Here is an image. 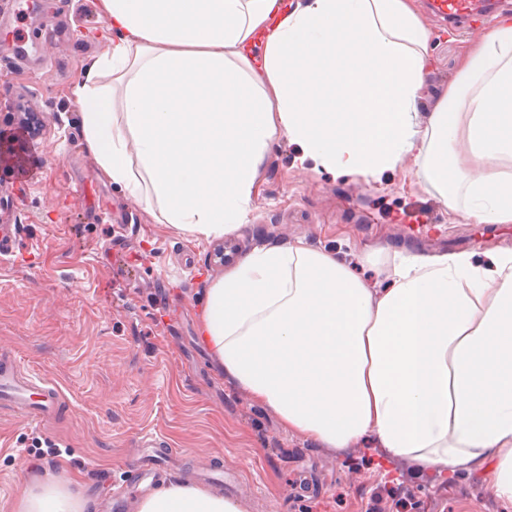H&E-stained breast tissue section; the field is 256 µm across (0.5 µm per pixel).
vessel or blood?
<instances>
[{
  "label": "vessel or blood",
  "instance_id": "1",
  "mask_svg": "<svg viewBox=\"0 0 512 512\" xmlns=\"http://www.w3.org/2000/svg\"><path fill=\"white\" fill-rule=\"evenodd\" d=\"M439 12L451 17H468L479 11L478 0H437ZM13 402L24 418L40 421L55 414L60 393L52 384L25 373L11 360L0 362V400Z\"/></svg>",
  "mask_w": 512,
  "mask_h": 512
}]
</instances>
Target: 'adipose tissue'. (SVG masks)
I'll list each match as a JSON object with an SVG mask.
<instances>
[{"instance_id":"obj_1","label":"adipose tissue","mask_w":512,"mask_h":512,"mask_svg":"<svg viewBox=\"0 0 512 512\" xmlns=\"http://www.w3.org/2000/svg\"><path fill=\"white\" fill-rule=\"evenodd\" d=\"M115 39L77 94L100 173L165 223L217 239L245 223L268 145L379 182L421 160L449 211L512 224V20L478 42L426 125L432 31L413 0H100ZM121 112H113L114 94ZM220 371L293 434L455 477L512 503V249L378 256L285 242L206 289ZM57 480L16 512H83ZM137 512H243L176 481Z\"/></svg>"}]
</instances>
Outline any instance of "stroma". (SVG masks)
Listing matches in <instances>:
<instances>
[{
    "instance_id": "1",
    "label": "stroma",
    "mask_w": 512,
    "mask_h": 512,
    "mask_svg": "<svg viewBox=\"0 0 512 512\" xmlns=\"http://www.w3.org/2000/svg\"><path fill=\"white\" fill-rule=\"evenodd\" d=\"M456 21L415 0L435 39L416 120L426 124L466 50L502 17ZM109 44L99 0H0V353L64 395L58 417L0 411V512L52 477L93 512H136L146 491L127 463L151 432L175 451L157 481L200 484L229 471L244 512H512L479 472L418 477L370 450L337 456L288 432L225 379L197 337L210 283L254 249L303 241L323 250L467 252L512 248V224L448 212L419 163L370 186L300 168L271 144L245 224L194 239L100 178L75 94Z\"/></svg>"
}]
</instances>
